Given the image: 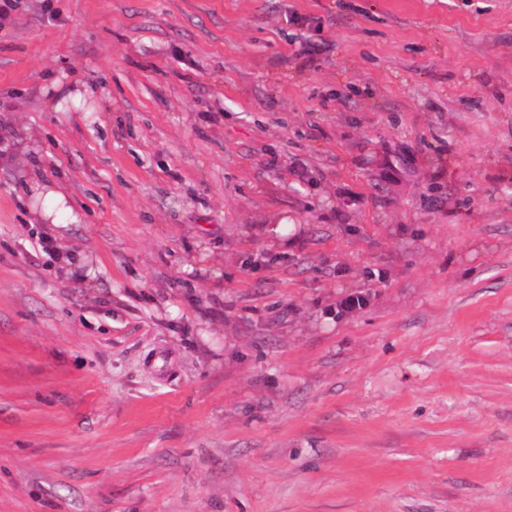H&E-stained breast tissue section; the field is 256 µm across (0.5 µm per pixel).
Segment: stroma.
I'll use <instances>...</instances> for the list:
<instances>
[{
	"instance_id": "obj_1",
	"label": "stroma",
	"mask_w": 512,
	"mask_h": 512,
	"mask_svg": "<svg viewBox=\"0 0 512 512\" xmlns=\"http://www.w3.org/2000/svg\"><path fill=\"white\" fill-rule=\"evenodd\" d=\"M0 512H512V0H16Z\"/></svg>"
}]
</instances>
